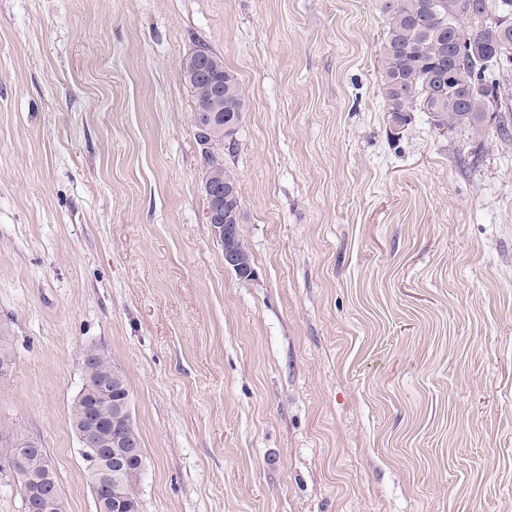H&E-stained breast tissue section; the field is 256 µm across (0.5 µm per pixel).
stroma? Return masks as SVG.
Wrapping results in <instances>:
<instances>
[{
	"instance_id": "35a3bbf8",
	"label": "stroma",
	"mask_w": 512,
	"mask_h": 512,
	"mask_svg": "<svg viewBox=\"0 0 512 512\" xmlns=\"http://www.w3.org/2000/svg\"><path fill=\"white\" fill-rule=\"evenodd\" d=\"M381 0H0V426L95 512L84 348L140 512H512V145L394 132ZM240 82L250 277L206 224L181 61ZM184 65L190 77H210L213 68L209 67V55L205 47H200L184 58ZM84 353L88 355L82 386V388L85 386L86 390H80L79 396L85 406L87 425L81 428L79 440L82 447L87 448L84 452V465L90 475L97 510L99 512H136L137 507L133 500L137 499L134 491L136 481L127 486L129 495L133 499L126 491L128 463L140 461L142 457L145 469L146 457L140 435L133 423L126 430L134 440L125 432V427L131 421L130 388L125 375L123 381L116 387L121 379L120 369L115 365L112 368V360L104 350L100 353L96 347H88L82 354ZM111 373L112 376L108 377ZM114 388L122 394H117ZM126 392L129 398L124 394ZM101 401L109 403L112 409L111 415L100 417ZM135 440L140 443L142 456Z\"/></svg>"
}]
</instances>
